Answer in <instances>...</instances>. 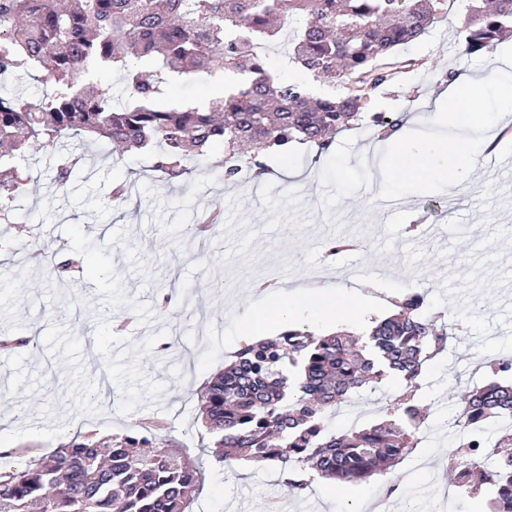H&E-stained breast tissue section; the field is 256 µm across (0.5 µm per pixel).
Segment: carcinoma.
<instances>
[{
	"mask_svg": "<svg viewBox=\"0 0 512 512\" xmlns=\"http://www.w3.org/2000/svg\"><path fill=\"white\" fill-rule=\"evenodd\" d=\"M456 30L468 54L491 51L512 34V0H459ZM447 0H0V76L40 73L52 91L40 97L0 95V148L45 147L58 184L78 158L56 147L62 136L105 139L131 150L153 149L154 170L166 181L220 147L224 180L266 167L295 144L323 151L336 131L361 119L372 94L422 62L397 52L427 33ZM288 45L294 62L342 93L319 96L267 68L255 46ZM196 68L239 76L198 107L172 104L170 87ZM115 69L129 100L117 107L95 75ZM372 125L389 137L404 116L378 113ZM18 169L0 180V205L27 184ZM223 223L220 208L193 228L205 239ZM49 266L60 282L72 262ZM398 311L373 321L361 341L342 332L317 335L288 329L240 347L224 371L198 395V414L217 461L231 452L255 462H293L288 487L299 496L314 477L354 484L404 460L422 439L417 394L425 364L440 354L448 333L442 313L426 316L424 296L407 292ZM491 381L461 399L458 419L481 428L512 412V355L490 361ZM401 382L387 418L345 434L328 421L352 393L385 378ZM112 437L61 445L21 468L0 469V512H191L201 473L188 455L157 436L158 425ZM450 468L458 487L474 479L492 491L486 512L512 500V431L495 443L458 434ZM495 465L483 466L488 456Z\"/></svg>",
	"mask_w": 512,
	"mask_h": 512,
	"instance_id": "1",
	"label": "carcinoma"
}]
</instances>
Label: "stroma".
Wrapping results in <instances>:
<instances>
[{
  "label": "stroma",
  "mask_w": 512,
  "mask_h": 512,
  "mask_svg": "<svg viewBox=\"0 0 512 512\" xmlns=\"http://www.w3.org/2000/svg\"><path fill=\"white\" fill-rule=\"evenodd\" d=\"M460 12L450 5L422 39L405 48L427 62L372 95L371 113L405 115L422 128L447 88L445 74L512 68V38L496 55H466L456 39ZM386 144L372 127L337 132L315 156L300 145L269 161L271 176L226 182L208 159L165 182L147 151L62 140L61 153L81 161L66 185L30 147L20 166L29 184L15 192L0 219V336H30L33 346L0 350V466H18L75 435L110 437L132 423L156 421L161 438L188 449L202 472L193 512H347L350 500L388 496L391 512H481L489 490L472 497L453 486L448 451L457 432L458 392L488 378L485 359L512 353V176L478 167L460 193L407 196L406 209L383 216L371 185ZM132 185L120 210L109 202L116 183ZM224 220L216 235L190 228L211 208ZM421 224L440 225L419 237ZM294 234L284 237L282 226ZM35 236H27V229ZM347 236L367 245L338 264L385 283L387 299L369 298L365 318L338 323L358 333L385 317L392 298L417 290L448 326L445 352L420 379L429 408L427 440L386 474L338 486L315 480L297 497L283 470L238 459L218 464L198 416L197 391L240 347L244 319L276 295L255 282L273 267L301 278L323 265L321 244ZM98 240L89 254L85 245ZM38 246L81 257L67 282L38 262L16 257ZM124 330L113 328L116 320Z\"/></svg>",
  "instance_id": "stroma-1"
}]
</instances>
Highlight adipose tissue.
Instances as JSON below:
<instances>
[{"label": "adipose tissue", "mask_w": 512, "mask_h": 512, "mask_svg": "<svg viewBox=\"0 0 512 512\" xmlns=\"http://www.w3.org/2000/svg\"><path fill=\"white\" fill-rule=\"evenodd\" d=\"M309 284L278 300L266 310L252 314L243 326V336H271L279 328L306 323L317 332L328 333L337 320L355 315L362 308L361 293L348 292L345 287L329 288L317 275H309Z\"/></svg>", "instance_id": "1"}]
</instances>
